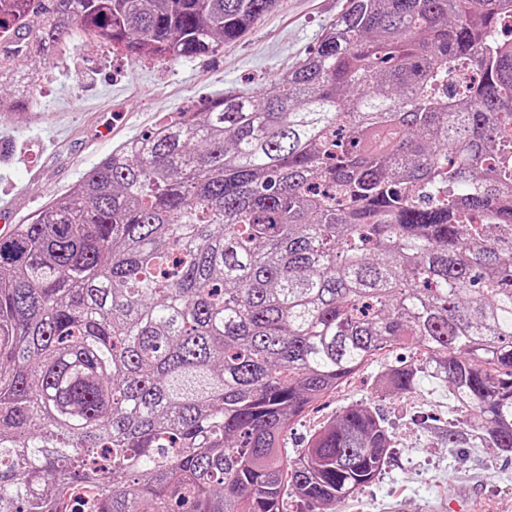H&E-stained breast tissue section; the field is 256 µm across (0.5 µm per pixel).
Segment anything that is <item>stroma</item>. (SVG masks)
Instances as JSON below:
<instances>
[{"label": "stroma", "instance_id": "1", "mask_svg": "<svg viewBox=\"0 0 512 512\" xmlns=\"http://www.w3.org/2000/svg\"><path fill=\"white\" fill-rule=\"evenodd\" d=\"M343 2L280 0L241 40L190 59H131L77 34L50 57L24 60L36 95L25 111L0 117V201L10 206L0 225L28 223L118 145L178 112L199 110L228 90L272 89L317 47ZM397 356L379 351L306 411L288 432L289 451L344 407L368 404L392 426L397 446L379 478L337 512H471L477 500L489 512H512V454L439 440L436 429L455 417L448 393L427 382L397 394L380 387Z\"/></svg>", "mask_w": 512, "mask_h": 512}]
</instances>
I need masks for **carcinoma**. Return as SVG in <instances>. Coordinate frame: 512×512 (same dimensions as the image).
I'll list each match as a JSON object with an SVG mask.
<instances>
[{
	"label": "carcinoma",
	"mask_w": 512,
	"mask_h": 512,
	"mask_svg": "<svg viewBox=\"0 0 512 512\" xmlns=\"http://www.w3.org/2000/svg\"><path fill=\"white\" fill-rule=\"evenodd\" d=\"M279 2L0 0V77L74 27L215 53ZM506 11L345 0L273 90L126 142L0 237V512H330L392 428L356 404L293 457L285 434L399 343L385 388L447 387L448 447L512 453ZM463 64L476 83L448 88Z\"/></svg>",
	"instance_id": "obj_1"
}]
</instances>
